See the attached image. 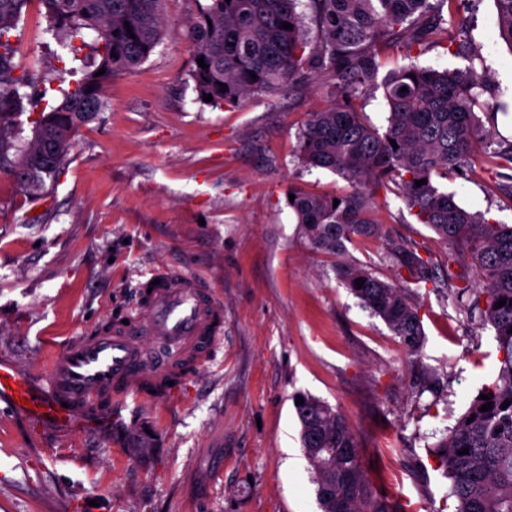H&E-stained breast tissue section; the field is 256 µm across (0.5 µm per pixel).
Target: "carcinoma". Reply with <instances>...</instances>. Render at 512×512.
Returning a JSON list of instances; mask_svg holds the SVG:
<instances>
[{"mask_svg":"<svg viewBox=\"0 0 512 512\" xmlns=\"http://www.w3.org/2000/svg\"><path fill=\"white\" fill-rule=\"evenodd\" d=\"M29 0H0V174L34 196L53 192L58 172L68 163L79 127L107 106L112 77L144 62L159 44L165 0H42L49 29L76 40L95 37V57L82 63L73 87H55L58 105L32 121L31 137L19 138L36 65L15 74V25ZM300 0H207L191 17L186 38L194 59L190 78L197 99L209 105H236L251 94L287 90L304 73H327L335 80V100L313 114L299 133L300 159L308 167L342 175L351 191L333 198L295 190L288 203L312 247L337 260L346 244L378 237L371 183L393 185L417 220L452 246L444 262L422 256L412 239L389 240L386 257L398 276L432 285L447 295L466 318L479 316L494 332L500 358L491 383L481 389L436 446L439 466L449 480L455 512H512V224L490 221L460 206L435 178L462 172L490 138L473 112L472 70H436L411 62L414 46L444 40L448 23L434 12L432 0H308L318 36L303 31ZM498 37L512 49V0H495ZM292 29L282 28V23ZM417 25L406 45L410 63L382 82L389 108L384 133L361 118L355 101L377 73L379 48L404 26ZM132 32H127V29ZM105 73L97 75L99 69ZM256 78H251L250 73ZM227 90L220 91V84ZM92 91H87V88ZM396 145H391L390 140ZM427 183L416 186L415 181ZM482 273L474 286L464 273L468 262ZM344 282L361 303L399 338L411 358L421 355L423 329L407 289L361 264L343 266ZM363 279V287L355 281ZM500 300L507 301L496 307ZM295 406L300 444L316 475L321 512H399L377 493L362 466V444L349 420L325 401L305 394ZM490 402L492 409L480 407ZM510 402L507 408L501 404ZM469 450L460 455L458 451Z\"/></svg>","mask_w":512,"mask_h":512,"instance_id":"cac0c4a2","label":"carcinoma"}]
</instances>
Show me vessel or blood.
Here are the masks:
<instances>
[{"mask_svg": "<svg viewBox=\"0 0 512 512\" xmlns=\"http://www.w3.org/2000/svg\"><path fill=\"white\" fill-rule=\"evenodd\" d=\"M139 311L127 323L102 326L49 364L41 388L0 364V402L26 399L34 420L92 423L126 400L180 394L224 343V302L208 280L170 267L142 281Z\"/></svg>", "mask_w": 512, "mask_h": 512, "instance_id": "1", "label": "vessel or blood"}]
</instances>
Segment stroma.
<instances>
[{
	"instance_id": "stroma-1",
	"label": "stroma",
	"mask_w": 512,
	"mask_h": 512,
	"mask_svg": "<svg viewBox=\"0 0 512 512\" xmlns=\"http://www.w3.org/2000/svg\"><path fill=\"white\" fill-rule=\"evenodd\" d=\"M198 0H165L164 35L137 69L113 77L108 107L82 125L51 196L30 201L0 176V361L33 384L53 356L141 303L144 273L176 266L206 277L224 299V348L182 396L127 403L94 428L38 424L0 412V512H321L293 398L344 413L365 451L367 478L405 512L440 508L448 480L433 454L498 365L490 327L458 315L432 288L412 285L425 336L408 359L385 323L344 285L335 261L311 249L290 190L349 192L307 168L298 134L331 102L332 80L304 76L285 92L233 107L198 101L186 23ZM39 0L16 29L14 61L68 76L91 44L48 31ZM463 36L466 51L453 40ZM448 41L421 66L475 67L477 116L496 133L465 175L443 189L486 218L512 224V51L498 38L494 0H455ZM380 238L348 246L350 260L395 274L389 238L437 255L448 245L400 198L374 191ZM435 371L440 402L412 387Z\"/></svg>"
}]
</instances>
